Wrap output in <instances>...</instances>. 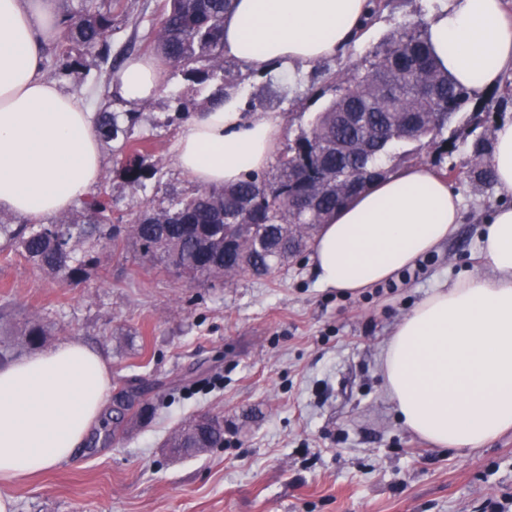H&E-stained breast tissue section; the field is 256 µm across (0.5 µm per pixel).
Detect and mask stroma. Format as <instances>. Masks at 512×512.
I'll return each instance as SVG.
<instances>
[{
    "mask_svg": "<svg viewBox=\"0 0 512 512\" xmlns=\"http://www.w3.org/2000/svg\"><path fill=\"white\" fill-rule=\"evenodd\" d=\"M107 57L46 72L82 97L88 110L137 111L134 135L147 163L164 176L140 187L119 175L114 147L103 146L97 188L130 215L140 200L162 208L195 192L174 162L180 126L208 104L212 87L167 69L163 90L137 106L110 97L124 61L152 53L163 0H119ZM441 0H393L344 52L293 76L250 71L228 59L225 86L245 112L285 116L280 150L307 131L311 114L336 95L325 77L360 68L367 53L403 24L426 20ZM467 144L396 146L382 165L434 170L463 164ZM464 207L455 234L393 285L356 297L320 287L301 253L267 275L190 282L163 271L132 244L111 249L87 239L97 265L76 283L0 250V340L28 355L25 326L39 322L44 349L76 339L110 362L112 392L137 395L136 415L107 403L77 455L9 487L14 512H512V430L482 448L440 450L406 430L383 388L381 355L411 308L443 284L481 272L483 219L502 202L495 186L454 182ZM224 421V443L176 455L165 443L197 416Z\"/></svg>",
    "mask_w": 512,
    "mask_h": 512,
    "instance_id": "stroma-1",
    "label": "stroma"
}]
</instances>
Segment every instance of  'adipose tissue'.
<instances>
[{"label": "adipose tissue", "mask_w": 512, "mask_h": 512, "mask_svg": "<svg viewBox=\"0 0 512 512\" xmlns=\"http://www.w3.org/2000/svg\"><path fill=\"white\" fill-rule=\"evenodd\" d=\"M369 0H234L224 55L254 70L295 72L345 49ZM441 68L482 95L512 70L506 0H444L426 23ZM65 33L58 0H0V211L46 220L84 197L102 164L98 128L79 95L45 75ZM164 58L127 59L117 90L129 103L159 93ZM284 129L279 112L244 117L226 97L186 123L176 163L199 186L231 185L265 169ZM506 204L485 220L487 271L424 297L400 321L381 358L383 386L402 425L466 452L512 429V121L497 125L489 159ZM462 199L417 164L372 182L315 233L318 283L358 295L451 237ZM111 387L105 359L78 340L0 365V484L70 460L98 422Z\"/></svg>", "instance_id": "adipose-tissue-1"}]
</instances>
